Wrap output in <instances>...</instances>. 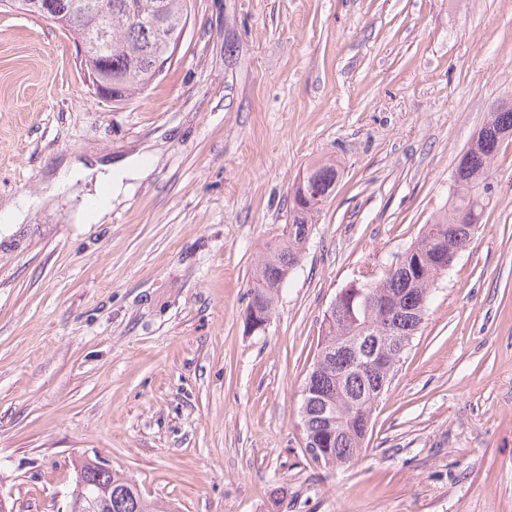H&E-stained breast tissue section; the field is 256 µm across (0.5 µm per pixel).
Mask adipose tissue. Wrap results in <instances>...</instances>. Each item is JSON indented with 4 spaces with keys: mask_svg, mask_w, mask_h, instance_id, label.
<instances>
[{
    "mask_svg": "<svg viewBox=\"0 0 512 512\" xmlns=\"http://www.w3.org/2000/svg\"><path fill=\"white\" fill-rule=\"evenodd\" d=\"M148 173V166L139 159L131 160L123 167L117 169L109 167L95 174L90 173L89 169L82 164L75 163L63 165L56 176L55 183L59 186L70 187L86 177H93L96 188L104 190L105 195L99 199L96 207L91 208L87 204H80L76 219L81 224H95L111 212L115 201L133 193L138 182L144 179Z\"/></svg>",
    "mask_w": 512,
    "mask_h": 512,
    "instance_id": "1",
    "label": "adipose tissue"
}]
</instances>
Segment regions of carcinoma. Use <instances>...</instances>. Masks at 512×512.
Returning <instances> with one entry per match:
<instances>
[{"mask_svg": "<svg viewBox=\"0 0 512 512\" xmlns=\"http://www.w3.org/2000/svg\"><path fill=\"white\" fill-rule=\"evenodd\" d=\"M46 0H0L29 15L54 20L84 49L80 65L87 78L115 102L125 101L159 77L156 55L164 37L178 36L187 18V0H52L57 13L43 11ZM512 137V103L491 107L475 148L468 149L452 174L454 191L448 212L422 227L419 240L370 287L347 286L340 301L322 320V339L313 366L305 377L300 406L304 435L321 439V463L338 469L361 452L364 422L372 419L386 374L370 367L380 353L392 362L403 352L385 341L392 328H420L431 300V287L444 271L432 263V253L448 246V254L464 251L484 215L493 189L489 170L505 140ZM339 179L334 164L306 169L292 188V207L286 233L261 257L251 289L249 307L257 315L272 313L284 281L298 266L308 237L305 226L333 194ZM358 338L354 351L346 343ZM112 484V509H95L99 488ZM71 494L90 512H171L142 495L136 486L93 461L76 464Z\"/></svg>", "mask_w": 512, "mask_h": 512, "instance_id": "cac0c4a2", "label": "carcinoma"}]
</instances>
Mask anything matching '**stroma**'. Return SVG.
<instances>
[{"label":"stroma","mask_w":512,"mask_h":512,"mask_svg":"<svg viewBox=\"0 0 512 512\" xmlns=\"http://www.w3.org/2000/svg\"><path fill=\"white\" fill-rule=\"evenodd\" d=\"M175 59L122 104L70 35L0 8V495L66 512L95 460L178 512H512V140L494 201L432 288L341 470L299 407L337 293L382 276L448 209L451 174L512 100V0H190ZM152 168L77 224L70 160ZM336 190L265 329L245 313L294 181ZM96 170L97 168L87 169L81 163H75L72 165L64 164L58 171L55 179V186L71 187L78 183L80 180H84L87 176Z\"/></svg>","instance_id":"35a3bbf8"}]
</instances>
